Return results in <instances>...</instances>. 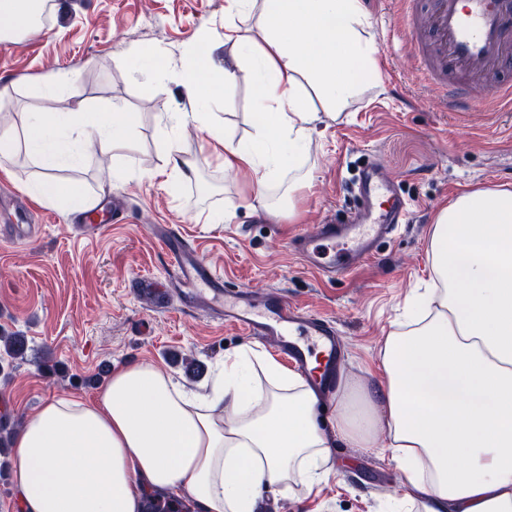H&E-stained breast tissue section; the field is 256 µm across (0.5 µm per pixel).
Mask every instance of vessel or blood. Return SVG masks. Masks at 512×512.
<instances>
[{"instance_id": "1", "label": "vessel or blood", "mask_w": 512, "mask_h": 512, "mask_svg": "<svg viewBox=\"0 0 512 512\" xmlns=\"http://www.w3.org/2000/svg\"><path fill=\"white\" fill-rule=\"evenodd\" d=\"M405 22V44L426 85L444 111L468 112L475 104L512 110V0H394ZM380 165L361 167L357 190L363 208L349 222L332 219L312 235H296L294 254L322 276L348 274L374 256L379 239L406 223L410 204L392 189ZM16 218L0 226V235L27 240L24 204L14 201ZM120 202L101 199L79 217L82 230L122 221ZM154 233L170 256L175 275L167 286L143 279L139 295L162 307L179 299L182 307L206 304L218 321L241 328L254 340L272 344L317 389L331 392L340 365L342 343L328 317L291 304L284 292L255 294L250 287L229 290L215 262L198 244L170 227Z\"/></svg>"}]
</instances>
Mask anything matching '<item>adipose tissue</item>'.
<instances>
[{
    "mask_svg": "<svg viewBox=\"0 0 512 512\" xmlns=\"http://www.w3.org/2000/svg\"><path fill=\"white\" fill-rule=\"evenodd\" d=\"M44 0H0L13 20L0 41L36 29ZM223 59L186 58L191 116L228 170L249 169L258 193L298 169L318 111L337 119L375 81L374 42L360 0H226ZM258 14L261 39L244 21ZM257 73L249 141L233 142L206 107L236 80L241 51ZM24 141L0 139V159L27 144L46 169L87 151L127 149L138 117L116 106L19 113ZM80 130L75 145L65 134ZM41 201L90 208L81 189L34 182ZM427 257L433 286L407 329L387 336L379 389L339 400L335 435L400 461L419 512H512V190L477 188L441 207ZM319 399L297 372L244 345L196 394L153 365L113 370L93 398L55 397L12 436L21 512H142L147 495L189 496L194 512H255L261 488L326 476Z\"/></svg>",
    "mask_w": 512,
    "mask_h": 512,
    "instance_id": "ef3b65f1",
    "label": "adipose tissue"
}]
</instances>
